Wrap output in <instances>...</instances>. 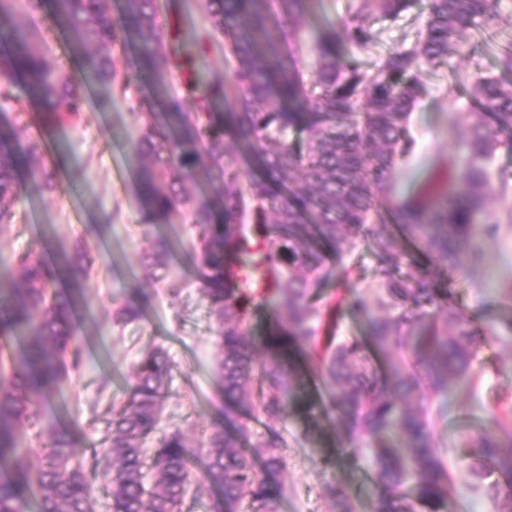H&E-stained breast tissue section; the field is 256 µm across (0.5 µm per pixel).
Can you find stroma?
I'll return each instance as SVG.
<instances>
[{
    "label": "stroma",
    "mask_w": 512,
    "mask_h": 512,
    "mask_svg": "<svg viewBox=\"0 0 512 512\" xmlns=\"http://www.w3.org/2000/svg\"><path fill=\"white\" fill-rule=\"evenodd\" d=\"M428 0L392 19L376 18L370 24L373 44L361 48L344 40V54L365 69L421 28ZM160 15L172 38L185 45L199 68L228 70L231 57L223 38L214 35L201 0H159ZM503 20L489 31L468 35L469 52L449 56L447 62L427 68L423 90L411 116L416 148L397 176L396 193L430 180L448 185L462 157L457 132L474 106L464 85L478 74L499 75L498 59L512 49V0L501 4ZM140 122L122 102L101 108L90 94L83 112L47 142L48 151L66 153L71 164L55 192L23 201L14 224L0 229V256L26 250L59 260L78 241H87L94 265L101 274L83 281L74 295L77 320L86 339L85 367L79 380L62 394L42 402L47 418L71 428L81 447L97 448L112 432V407L126 400L130 368L141 351L156 345L171 358L168 395L161 428L182 431L197 441L204 431L224 419V393L215 365L212 300L199 282L185 252L195 237L190 226L171 217L167 229L179 249L170 277L180 285L171 296L158 283L142 257L149 240L140 223L143 204L129 145ZM112 215L111 225H101L102 215ZM481 265L465 266L453 288L457 309L493 337L476 358L482 375L474 391L458 394L436 430L447 444L454 512H499L483 489L456 466L466 456L461 437L481 429L486 422L485 403L501 396L512 398V232L482 242ZM144 294L148 297L141 319L124 326L112 323L117 302ZM286 467L277 481L286 488L281 512H330L331 489L342 485L354 512H370L377 493L369 459L345 452L340 429L315 430L301 416H290L283 431Z\"/></svg>",
    "instance_id": "stroma-1"
}]
</instances>
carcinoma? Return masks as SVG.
I'll return each instance as SVG.
<instances>
[{
	"label": "carcinoma",
	"instance_id": "cac0c4a2",
	"mask_svg": "<svg viewBox=\"0 0 512 512\" xmlns=\"http://www.w3.org/2000/svg\"><path fill=\"white\" fill-rule=\"evenodd\" d=\"M314 0H204L213 30L233 58L229 72L186 73L181 53L160 18L158 0H121L117 17L105 0H53L55 17L85 68L75 78L49 60L40 35L24 17L42 0H0V100H35L31 122H0V229L14 222L29 191L58 189L67 156L48 157L43 143L25 138L30 124L53 134L84 108L89 88L128 103L141 116L133 154L146 233L154 235L147 263L168 278L175 248L156 227L170 215L197 228L189 256L213 299L211 317L224 392V420L194 445L172 430L146 461L166 398L169 358L162 348L133 365L128 399L112 411V438L91 450L90 466L71 430L38 409L41 401L81 374L85 343L74 299L58 291L62 277L87 274L86 244L64 262L34 251L0 263V512H93L95 484L111 499V512H184L186 498L206 484L209 512H280L283 491L268 476L286 465L279 426L294 413L340 421L370 456L378 492L371 512H447L451 502L447 445L435 430L447 401L472 391L477 350L488 331L453 312L448 274L462 254L480 258L478 239L494 237L487 198L496 193L492 162L512 152V83L477 75L468 86L478 111L460 132L465 150L456 186L406 197H384L399 160L413 151L412 112L421 73L465 55L464 32L500 24L501 0H429L420 30L390 50L373 70L341 54L334 33L312 40L311 73L281 53L301 44ZM415 0H350L348 39L371 42L370 19L394 18ZM140 46L131 70L119 72L116 51ZM147 79L164 93L160 106L134 95ZM225 104L224 111L212 106ZM232 138L237 154L216 150ZM254 165L248 181L240 164ZM198 186L194 194L184 183ZM373 224H390L385 233ZM377 261L375 281L346 300L349 315L365 320L367 338L322 335L324 310L316 298L331 281L352 272L341 259L360 241ZM439 271L416 265L417 254ZM275 289L268 302L266 339L276 344L288 313L289 353L267 361L246 340L248 317L241 297L257 287ZM145 300L128 299L114 321L142 316ZM307 356L325 394H301L295 355ZM484 429L463 436L470 449L464 468L500 506L512 512V400L487 404ZM261 422L257 432L253 423Z\"/></svg>",
	"mask_w": 512,
	"mask_h": 512
}]
</instances>
